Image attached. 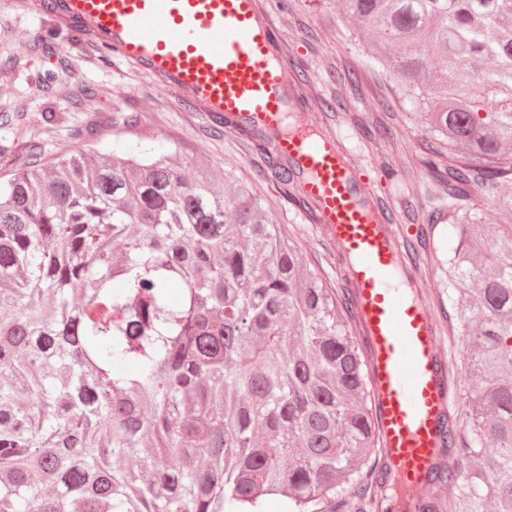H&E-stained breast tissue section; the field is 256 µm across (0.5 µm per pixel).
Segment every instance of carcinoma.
Returning a JSON list of instances; mask_svg holds the SVG:
<instances>
[{"label": "carcinoma", "mask_w": 512, "mask_h": 512, "mask_svg": "<svg viewBox=\"0 0 512 512\" xmlns=\"http://www.w3.org/2000/svg\"><path fill=\"white\" fill-rule=\"evenodd\" d=\"M424 113L470 358L443 427L448 512H512V0H339ZM495 67L488 69V60ZM280 183L297 188L279 160ZM80 293V301L72 294ZM341 299L256 189L140 144L0 182V512H319L381 434ZM466 206L473 209V212H476L485 224H512V218L502 215L493 201L477 185L470 188Z\"/></svg>", "instance_id": "obj_1"}]
</instances>
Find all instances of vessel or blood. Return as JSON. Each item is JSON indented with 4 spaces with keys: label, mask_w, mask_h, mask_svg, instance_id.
<instances>
[{
    "label": "vessel or blood",
    "mask_w": 512,
    "mask_h": 512,
    "mask_svg": "<svg viewBox=\"0 0 512 512\" xmlns=\"http://www.w3.org/2000/svg\"><path fill=\"white\" fill-rule=\"evenodd\" d=\"M51 14L55 39L105 50L202 117L225 118V133L240 134L243 119L270 133L268 151L302 175L313 222L355 260L352 295L389 473L408 495L428 487L450 416L445 351L420 296L390 285L400 253L377 191L355 181L335 136L284 132L299 76L272 13L261 0H52Z\"/></svg>",
    "instance_id": "1"
}]
</instances>
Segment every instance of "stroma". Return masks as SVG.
<instances>
[{
	"label": "stroma",
	"mask_w": 512,
	"mask_h": 512,
	"mask_svg": "<svg viewBox=\"0 0 512 512\" xmlns=\"http://www.w3.org/2000/svg\"><path fill=\"white\" fill-rule=\"evenodd\" d=\"M50 14L7 10L0 14V180L29 164L48 165L62 154L104 148L124 151L145 139L207 160L216 175L232 174L252 184L302 259L338 294L349 293L340 248L283 192L267 154L247 142L215 134L211 123L184 106L173 92L155 88L141 74L93 48L46 39ZM353 20L323 8L319 0H288L278 21L290 62L308 76L307 89L329 108L305 113L319 132L335 133L351 151L362 182L372 184L393 212L395 238L416 247L410 263L421 296L431 310L446 351L450 417L466 420L468 358L448 300V242L438 216L448 210L446 194L427 164L430 135L421 118L397 101L400 79L371 66ZM94 97H84L85 89ZM140 120L131 126L130 113Z\"/></svg>",
	"instance_id": "obj_1"
}]
</instances>
